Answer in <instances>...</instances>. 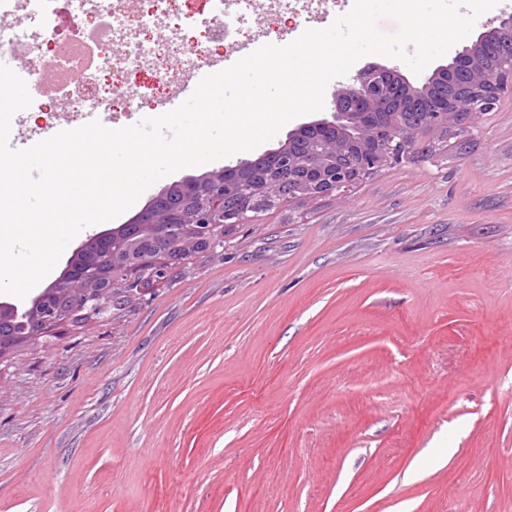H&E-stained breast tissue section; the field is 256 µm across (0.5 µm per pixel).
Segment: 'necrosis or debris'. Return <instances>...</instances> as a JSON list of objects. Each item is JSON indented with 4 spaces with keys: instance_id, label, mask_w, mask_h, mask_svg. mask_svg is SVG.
<instances>
[{
    "instance_id": "4bbe7bcc",
    "label": "necrosis or debris",
    "mask_w": 512,
    "mask_h": 512,
    "mask_svg": "<svg viewBox=\"0 0 512 512\" xmlns=\"http://www.w3.org/2000/svg\"><path fill=\"white\" fill-rule=\"evenodd\" d=\"M62 0H0V49L13 52L37 42L54 47L46 62L47 71L60 78L63 96L60 119L65 129L78 128L91 120L112 121L115 111L129 112L139 107V96L114 102L115 77L134 70L150 69L156 85L185 81L211 61L207 47L184 45L174 37L163 20L179 13L186 27L197 23L195 12L186 10V0H63L67 12H59ZM209 41L234 45L239 35L241 0H208ZM123 52H115L116 44ZM181 55L180 69L169 68L173 55ZM81 73L79 83H71L70 73Z\"/></svg>"
}]
</instances>
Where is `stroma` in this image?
Here are the masks:
<instances>
[{
  "mask_svg": "<svg viewBox=\"0 0 512 512\" xmlns=\"http://www.w3.org/2000/svg\"><path fill=\"white\" fill-rule=\"evenodd\" d=\"M512 92L0 364V512H512Z\"/></svg>",
  "mask_w": 512,
  "mask_h": 512,
  "instance_id": "35a3bbf8",
  "label": "stroma"
}]
</instances>
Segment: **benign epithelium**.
<instances>
[{
    "mask_svg": "<svg viewBox=\"0 0 512 512\" xmlns=\"http://www.w3.org/2000/svg\"><path fill=\"white\" fill-rule=\"evenodd\" d=\"M503 31H512V13L505 12L496 23L480 34L454 59L434 69L419 86L405 75L383 65H366L340 90L331 112L301 124L288 134L278 148L266 150L251 159L239 160L211 171L200 179L181 181L185 197L176 199L164 189L138 212L128 224L135 234L149 240L154 249L142 251L139 244L124 238L116 228L88 236L65 262L60 276L40 292L18 305L0 301V313L25 310L30 322L29 335L38 338L60 328L66 312L51 306V299L64 294L72 308L82 316L103 311L111 299L114 284L101 286V266H116L122 271L124 286L143 288L137 283L140 269L148 266L161 284L174 271L171 252L191 249L206 241L211 247L224 243V226L246 224L255 214L276 207L284 198L338 196L352 184L403 159L425 157L432 152V140L422 139L419 146L407 137L408 127L399 117L385 129L368 127L365 117L384 107V79L393 78L409 92L425 94L443 74L465 78L464 92L451 112H438L431 123L433 131L448 132L465 138L474 126L477 114L494 106L499 90H512V52L508 65L489 80L482 68L478 49L482 41ZM182 224V237L174 241L169 225ZM108 241L106 251L94 260L89 251Z\"/></svg>",
    "mask_w": 512,
    "mask_h": 512,
    "instance_id": "obj_1",
    "label": "benign epithelium"
}]
</instances>
